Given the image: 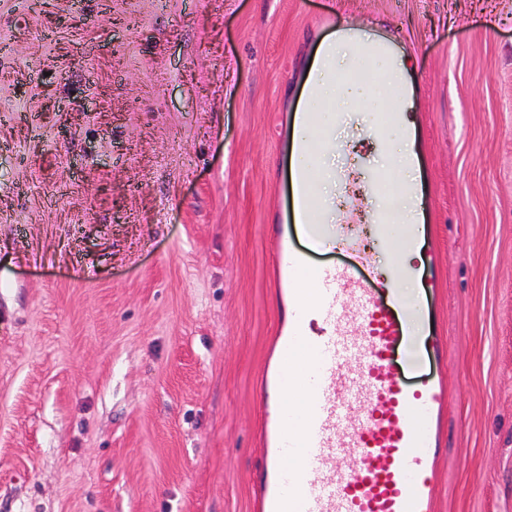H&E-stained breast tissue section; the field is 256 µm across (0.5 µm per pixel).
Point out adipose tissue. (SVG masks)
<instances>
[{"label": "adipose tissue", "mask_w": 512, "mask_h": 512, "mask_svg": "<svg viewBox=\"0 0 512 512\" xmlns=\"http://www.w3.org/2000/svg\"><path fill=\"white\" fill-rule=\"evenodd\" d=\"M409 71L404 52L362 26L345 25L318 43L305 65L296 104L303 118L292 124L289 156L291 180L307 186L311 220L342 224L362 208L372 224L419 223ZM389 127L399 136L392 151L402 173L397 189L337 167V154L379 141Z\"/></svg>", "instance_id": "ef3b65f1"}]
</instances>
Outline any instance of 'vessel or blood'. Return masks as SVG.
I'll use <instances>...</instances> for the list:
<instances>
[{"label": "vessel or blood", "instance_id": "b4317fda", "mask_svg": "<svg viewBox=\"0 0 512 512\" xmlns=\"http://www.w3.org/2000/svg\"><path fill=\"white\" fill-rule=\"evenodd\" d=\"M270 230L279 272L291 280L310 272L314 288L308 311L291 306L282 341L283 361L299 344L311 358L296 379L309 401L273 429L254 478L261 512H432L433 489L423 472L438 457L446 391L396 380L393 354L411 325L377 302L370 254L359 249L353 265L313 267L306 254L288 246L284 225ZM357 264L367 275L354 274ZM354 357L362 370L351 365ZM360 403L367 412L351 416ZM347 448L359 451L351 469L340 462ZM288 456L296 462L290 472L280 467Z\"/></svg>", "mask_w": 512, "mask_h": 512}]
</instances>
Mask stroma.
Listing matches in <instances>:
<instances>
[{"label": "stroma", "mask_w": 512, "mask_h": 512, "mask_svg": "<svg viewBox=\"0 0 512 512\" xmlns=\"http://www.w3.org/2000/svg\"><path fill=\"white\" fill-rule=\"evenodd\" d=\"M413 59L434 512H512V0H0V512H258L303 66Z\"/></svg>", "instance_id": "obj_1"}]
</instances>
